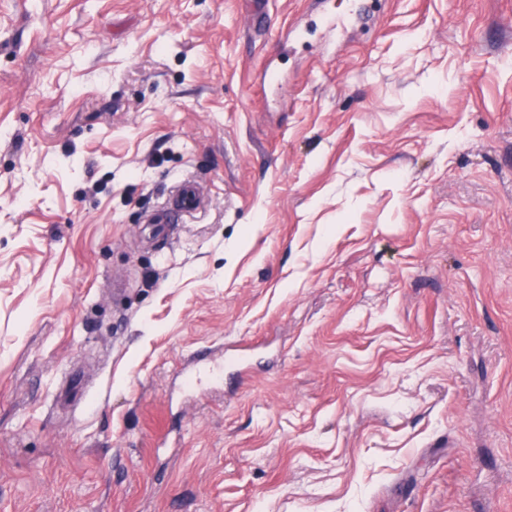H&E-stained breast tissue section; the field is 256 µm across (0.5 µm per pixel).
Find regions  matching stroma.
<instances>
[{
  "mask_svg": "<svg viewBox=\"0 0 512 512\" xmlns=\"http://www.w3.org/2000/svg\"><path fill=\"white\" fill-rule=\"evenodd\" d=\"M364 6L0 0V512H512V0ZM200 199L199 184L194 181H184L174 188L164 205L150 214L147 223L158 224L161 230L171 229L173 224L198 210Z\"/></svg>",
  "mask_w": 512,
  "mask_h": 512,
  "instance_id": "35a3bbf8",
  "label": "stroma"
}]
</instances>
